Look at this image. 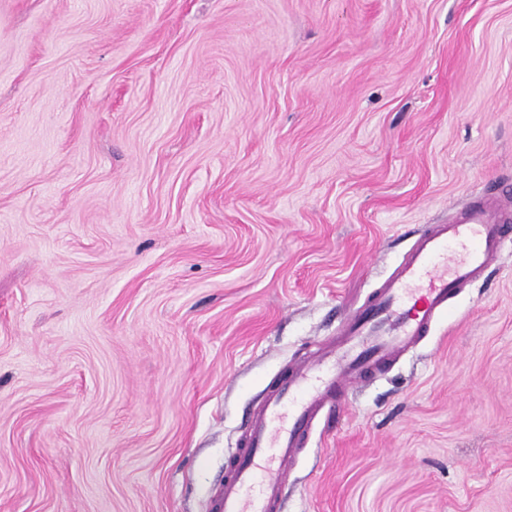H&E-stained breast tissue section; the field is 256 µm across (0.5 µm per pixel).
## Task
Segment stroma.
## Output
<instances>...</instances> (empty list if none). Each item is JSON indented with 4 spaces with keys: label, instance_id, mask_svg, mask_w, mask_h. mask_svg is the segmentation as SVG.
Segmentation results:
<instances>
[{
    "label": "stroma",
    "instance_id": "obj_1",
    "mask_svg": "<svg viewBox=\"0 0 512 512\" xmlns=\"http://www.w3.org/2000/svg\"><path fill=\"white\" fill-rule=\"evenodd\" d=\"M511 185L512 0H0V512H209L288 367ZM280 512H512V254Z\"/></svg>",
    "mask_w": 512,
    "mask_h": 512
}]
</instances>
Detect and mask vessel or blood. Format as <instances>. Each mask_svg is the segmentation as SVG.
Listing matches in <instances>:
<instances>
[{
    "mask_svg": "<svg viewBox=\"0 0 512 512\" xmlns=\"http://www.w3.org/2000/svg\"><path fill=\"white\" fill-rule=\"evenodd\" d=\"M512 252V196L430 225L382 284L291 366L250 414L211 512H279L288 474L316 422L348 387L386 370L428 336L461 288Z\"/></svg>",
    "mask_w": 512,
    "mask_h": 512,
    "instance_id": "obj_1",
    "label": "vessel or blood"
}]
</instances>
